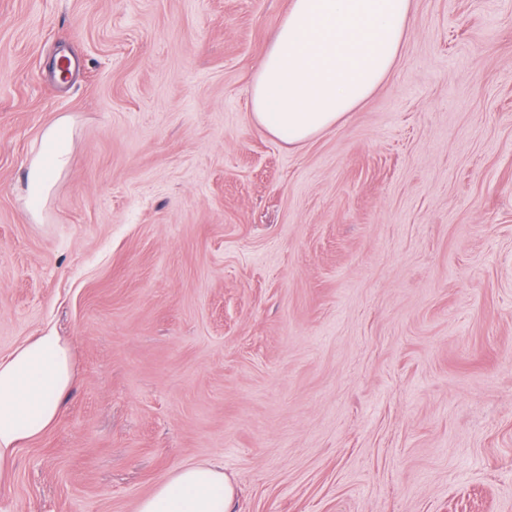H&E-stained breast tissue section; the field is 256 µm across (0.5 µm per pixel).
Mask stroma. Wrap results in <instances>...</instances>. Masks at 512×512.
Returning <instances> with one entry per match:
<instances>
[{"instance_id": "obj_1", "label": "stroma", "mask_w": 512, "mask_h": 512, "mask_svg": "<svg viewBox=\"0 0 512 512\" xmlns=\"http://www.w3.org/2000/svg\"><path fill=\"white\" fill-rule=\"evenodd\" d=\"M413 4L293 146L249 105L288 0H0V357L52 327L76 370L0 512H135L199 462L235 512H512V0ZM70 139L71 128L63 118L45 130L43 141L47 149L34 160L29 176V199L34 206L43 202L56 178L66 168Z\"/></svg>"}]
</instances>
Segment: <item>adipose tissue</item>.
<instances>
[{
  "instance_id": "ef3b65f1",
  "label": "adipose tissue",
  "mask_w": 512,
  "mask_h": 512,
  "mask_svg": "<svg viewBox=\"0 0 512 512\" xmlns=\"http://www.w3.org/2000/svg\"><path fill=\"white\" fill-rule=\"evenodd\" d=\"M413 0H290L250 87V117L274 138L305 144L336 127L393 75L407 44ZM66 120L45 130L29 176L40 205L69 162ZM71 349L53 332L0 357V470L16 448L54 428L75 381ZM223 467L180 466L140 499L135 512H233Z\"/></svg>"
}]
</instances>
